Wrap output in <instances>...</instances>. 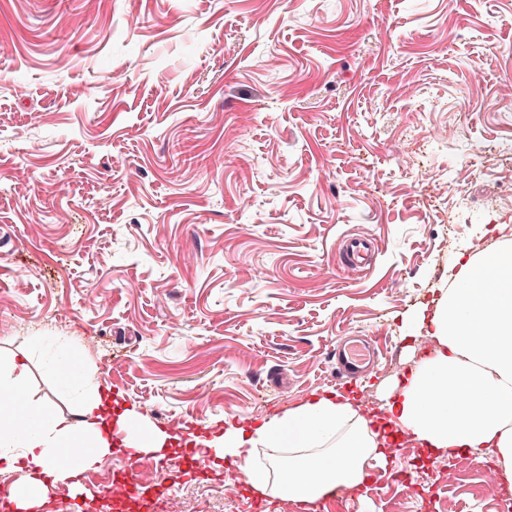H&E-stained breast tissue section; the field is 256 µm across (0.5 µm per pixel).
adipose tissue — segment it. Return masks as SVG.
Returning <instances> with one entry per match:
<instances>
[{
	"mask_svg": "<svg viewBox=\"0 0 512 512\" xmlns=\"http://www.w3.org/2000/svg\"><path fill=\"white\" fill-rule=\"evenodd\" d=\"M424 325L434 346L394 383L381 413H363L335 391L315 393L280 417L248 427L227 422L223 434L202 441L201 455L244 469L257 490L274 486L310 502L361 483L367 465L385 463L403 435L433 451L495 449L512 472V248L462 261L433 313L404 322L411 331ZM47 362L74 401V419L29 398L27 354L0 362V393L10 397L9 408L0 407V466L23 475L12 486L18 512H34L51 488L72 484L114 446L160 459L171 439L128 413L113 414L68 341L55 339ZM257 448L274 449L268 465L255 462ZM65 451L73 463L61 468Z\"/></svg>",
	"mask_w": 512,
	"mask_h": 512,
	"instance_id": "obj_1",
	"label": "adipose tissue"
}]
</instances>
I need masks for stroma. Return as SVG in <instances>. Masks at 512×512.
<instances>
[{
    "instance_id": "stroma-1",
    "label": "stroma",
    "mask_w": 512,
    "mask_h": 512,
    "mask_svg": "<svg viewBox=\"0 0 512 512\" xmlns=\"http://www.w3.org/2000/svg\"><path fill=\"white\" fill-rule=\"evenodd\" d=\"M483 71L472 82V66ZM512 0H0V358L69 339L120 407L170 431L283 415L310 394L380 412L469 239L512 245ZM460 138L434 141L442 127ZM454 177L422 186L405 159ZM375 264L341 276L342 237ZM371 339L336 379L341 337ZM27 388L72 400L43 353ZM465 453L411 444L306 512H500ZM223 463L195 512L296 499Z\"/></svg>"
}]
</instances>
